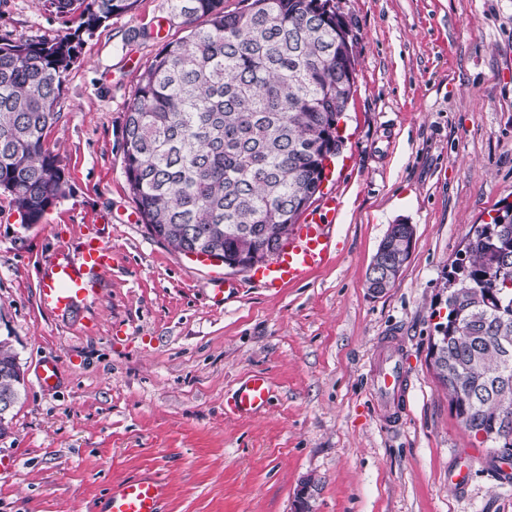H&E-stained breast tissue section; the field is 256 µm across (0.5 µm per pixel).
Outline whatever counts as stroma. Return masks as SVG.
Segmentation results:
<instances>
[{"mask_svg": "<svg viewBox=\"0 0 512 512\" xmlns=\"http://www.w3.org/2000/svg\"><path fill=\"white\" fill-rule=\"evenodd\" d=\"M356 55L344 144L322 189L340 201L338 253L302 281L206 296L208 270L152 238L122 164L137 76L183 37L168 0H137L84 35L47 145L70 192L22 225L0 193V339L24 373L0 435V512H93L114 483L157 475L165 512H512V464L495 474L430 358L446 275L472 225L512 203V0H336ZM77 25L48 0H0V37L52 40ZM150 28L154 37L141 39ZM99 225L114 262L97 296L63 314L40 272ZM415 228L393 287L366 273L389 225ZM401 337L413 389L389 428L369 391L372 349ZM60 368L55 389L39 363ZM271 383L252 417L224 406L249 375ZM469 463V483L448 473Z\"/></svg>", "mask_w": 512, "mask_h": 512, "instance_id": "1", "label": "stroma"}]
</instances>
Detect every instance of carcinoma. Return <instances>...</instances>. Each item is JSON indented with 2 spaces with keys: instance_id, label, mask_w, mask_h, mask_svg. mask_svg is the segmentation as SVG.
I'll return each instance as SVG.
<instances>
[{
  "instance_id": "carcinoma-1",
  "label": "carcinoma",
  "mask_w": 512,
  "mask_h": 512,
  "mask_svg": "<svg viewBox=\"0 0 512 512\" xmlns=\"http://www.w3.org/2000/svg\"><path fill=\"white\" fill-rule=\"evenodd\" d=\"M77 15L53 39L0 38V191L23 224H39L69 193L65 165L46 144L81 37L137 0H48ZM188 34L138 75L123 127V168L141 223L173 250L211 256L278 254L344 139L336 117L356 87L350 31L336 0H169ZM410 256L391 224L366 279L393 286ZM448 279V336L436 370L456 417L483 430L497 454L512 433V205L474 225L464 264ZM16 354L0 340V399H18Z\"/></svg>"
}]
</instances>
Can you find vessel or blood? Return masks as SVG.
Masks as SVG:
<instances>
[{"label":"vessel or blood","instance_id":"1","mask_svg":"<svg viewBox=\"0 0 512 512\" xmlns=\"http://www.w3.org/2000/svg\"><path fill=\"white\" fill-rule=\"evenodd\" d=\"M333 237L316 215L295 225L279 255L250 270L251 283L277 289L297 282L334 258ZM112 266V249L100 237L84 235L75 249L59 250L40 273L41 305L52 312L69 310L75 302L96 295L99 283ZM370 391L380 403L389 426L403 422L409 385L401 353L393 346H380L370 373ZM270 384L263 374L249 376L234 392L227 406L239 417H251L268 407ZM167 493L165 480L158 476L132 478L112 487L96 512H162Z\"/></svg>","mask_w":512,"mask_h":512}]
</instances>
